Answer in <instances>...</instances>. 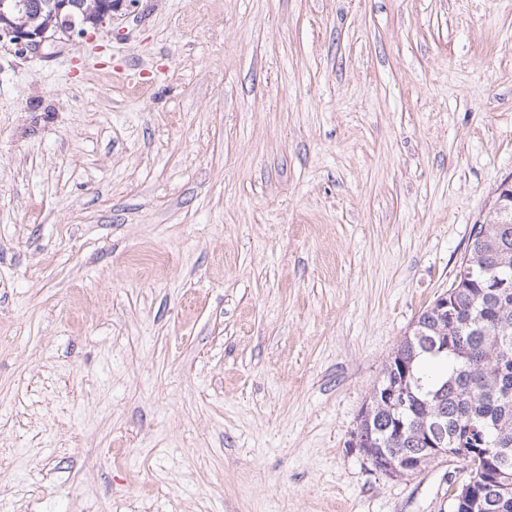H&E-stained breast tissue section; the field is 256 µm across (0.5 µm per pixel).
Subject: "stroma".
Masks as SVG:
<instances>
[{"mask_svg": "<svg viewBox=\"0 0 512 512\" xmlns=\"http://www.w3.org/2000/svg\"><path fill=\"white\" fill-rule=\"evenodd\" d=\"M508 177L512 0L0 44V512H450L347 443Z\"/></svg>", "mask_w": 512, "mask_h": 512, "instance_id": "1", "label": "stroma"}]
</instances>
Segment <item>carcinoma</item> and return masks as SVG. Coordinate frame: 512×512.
Listing matches in <instances>:
<instances>
[{
    "label": "carcinoma",
    "mask_w": 512,
    "mask_h": 512,
    "mask_svg": "<svg viewBox=\"0 0 512 512\" xmlns=\"http://www.w3.org/2000/svg\"><path fill=\"white\" fill-rule=\"evenodd\" d=\"M20 10L8 14L15 24L31 22L56 32L57 20L45 0H22ZM112 0H99L97 12L74 19L84 25L102 22ZM495 274L512 277V212L492 211L471 228L468 246L453 282L448 303L457 313L444 322L428 306L414 322L383 369L366 407L362 408L351 439L373 468L387 458L420 452L424 462L438 461L433 448H479L491 459L508 454L512 473V291L493 294L486 281ZM427 356L448 366V374L427 382L417 360ZM398 388L404 400L381 405L377 394ZM481 473L480 500L475 512H512V486L498 488L495 468L468 461Z\"/></svg>",
    "instance_id": "1"
}]
</instances>
